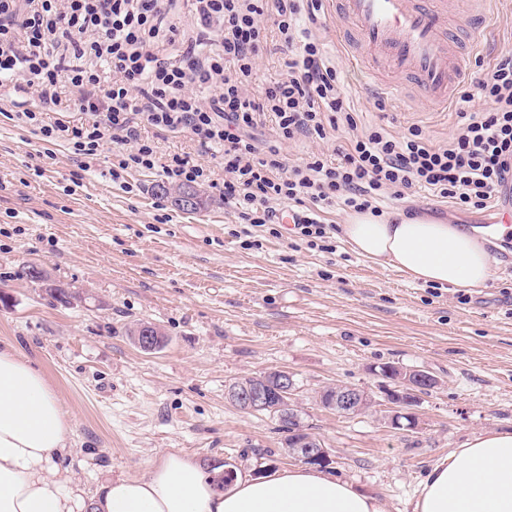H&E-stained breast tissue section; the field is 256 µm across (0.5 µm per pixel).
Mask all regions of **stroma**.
Here are the masks:
<instances>
[{
  "label": "stroma",
  "mask_w": 512,
  "mask_h": 512,
  "mask_svg": "<svg viewBox=\"0 0 512 512\" xmlns=\"http://www.w3.org/2000/svg\"><path fill=\"white\" fill-rule=\"evenodd\" d=\"M447 2L452 28L484 24L490 34L484 48L466 52L448 109L437 112L407 106L417 94L410 84L402 99L373 93L336 40L346 18L324 0L315 34L361 123L393 134L415 124L438 144L476 110L461 97L512 50V0H496L487 21L473 0ZM118 151L107 141L87 161L0 113V347L40 369L69 414L63 467L85 497L174 448L209 471L294 466L278 421L226 395L231 382L273 369L293 375L303 420L329 449L331 471L380 497L388 512H412L422 479L449 451L481 432L512 430V263L503 247L487 243L495 275L464 301L459 289L412 282L338 237L330 252L286 234L264 235L262 249L248 250L218 194L184 213L169 202L157 207L161 170L112 181ZM381 209L467 230L497 217L427 191ZM29 262L72 292V302L22 279ZM142 322L164 333L158 352L143 353L129 336ZM386 363L440 381L414 408L418 432L387 427L379 411L344 417L319 404V391L336 384L376 391L375 369Z\"/></svg>",
  "instance_id": "obj_1"
}]
</instances>
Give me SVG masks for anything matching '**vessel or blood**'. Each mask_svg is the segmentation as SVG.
<instances>
[{
  "mask_svg": "<svg viewBox=\"0 0 512 512\" xmlns=\"http://www.w3.org/2000/svg\"><path fill=\"white\" fill-rule=\"evenodd\" d=\"M342 6L352 24L344 41L354 52L352 65H363L367 78L388 95H402L400 80L408 77L426 98L447 106L462 56L453 48L443 0H343ZM478 232L512 242V206Z\"/></svg>",
  "mask_w": 512,
  "mask_h": 512,
  "instance_id": "vessel-or-blood-1",
  "label": "vessel or blood"
}]
</instances>
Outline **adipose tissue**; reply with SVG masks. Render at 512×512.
<instances>
[{"label": "adipose tissue", "mask_w": 512, "mask_h": 512, "mask_svg": "<svg viewBox=\"0 0 512 512\" xmlns=\"http://www.w3.org/2000/svg\"><path fill=\"white\" fill-rule=\"evenodd\" d=\"M340 231L355 253L412 281L478 293L494 275L484 244L453 224L352 212ZM70 435L42 372L17 349L0 348V512H79L83 499L61 472ZM94 506L95 512H386L377 497L318 468L245 472L221 487L175 449L142 474L108 481ZM414 512H512V432L481 433L436 462Z\"/></svg>", "instance_id": "adipose-tissue-1"}]
</instances>
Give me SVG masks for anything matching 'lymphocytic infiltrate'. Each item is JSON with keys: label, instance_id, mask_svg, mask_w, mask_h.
<instances>
[{"label": "lymphocytic infiltrate", "instance_id": "obj_1", "mask_svg": "<svg viewBox=\"0 0 512 512\" xmlns=\"http://www.w3.org/2000/svg\"><path fill=\"white\" fill-rule=\"evenodd\" d=\"M175 0H0V94L28 93L16 118L41 141L66 144L84 158L104 140L123 146L110 175L161 169L168 181L214 187L239 223L275 224L277 207L293 217L308 245L336 234L318 209L378 212L382 198L417 189L461 206L491 207L512 185V52L503 53L464 102L481 101L448 144L416 125L395 136L359 125L348 92L312 32L322 0H192L195 27L169 23ZM275 29L288 49V76L251 90L256 60ZM215 89L211 99L202 89ZM69 97L81 114L61 107ZM275 123L276 145L259 152L250 131ZM190 133L220 153L224 178L186 154H162L143 126ZM344 132L335 159L309 153L288 165L281 144L327 140Z\"/></svg>", "mask_w": 512, "mask_h": 512}]
</instances>
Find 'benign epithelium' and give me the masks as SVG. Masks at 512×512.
Instances as JSON below:
<instances>
[{"label":"benign epithelium","instance_id":"1","mask_svg":"<svg viewBox=\"0 0 512 512\" xmlns=\"http://www.w3.org/2000/svg\"><path fill=\"white\" fill-rule=\"evenodd\" d=\"M136 345L146 353L160 348L162 337L155 326L142 325L134 336ZM383 384L381 398L371 392L345 384L334 387L330 397L319 395L321 404L340 416L361 415L384 407L387 424L394 429L418 431L421 422L412 407L420 395L438 385V380L423 369H406L389 365L380 371ZM296 383L286 370L273 369L265 372L252 382L235 381L227 390L229 401L238 409L258 413L264 410H280L288 418L290 429L288 454L306 465L323 466L332 462L330 452L321 439L310 432L300 418L291 413L297 408Z\"/></svg>","mask_w":512,"mask_h":512}]
</instances>
